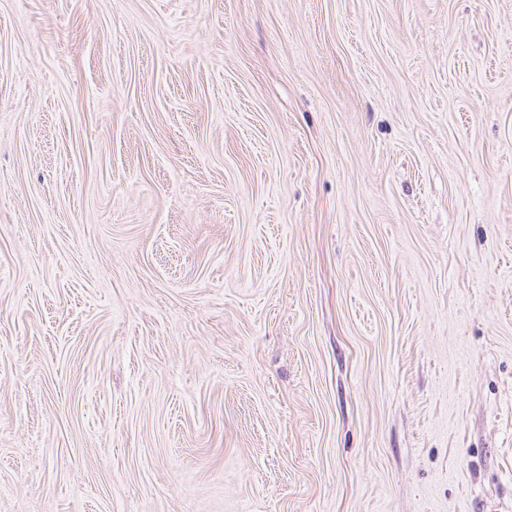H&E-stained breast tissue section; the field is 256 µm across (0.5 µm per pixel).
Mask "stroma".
<instances>
[{
    "label": "stroma",
    "instance_id": "stroma-1",
    "mask_svg": "<svg viewBox=\"0 0 512 512\" xmlns=\"http://www.w3.org/2000/svg\"><path fill=\"white\" fill-rule=\"evenodd\" d=\"M0 512H512V0H0Z\"/></svg>",
    "mask_w": 512,
    "mask_h": 512
}]
</instances>
